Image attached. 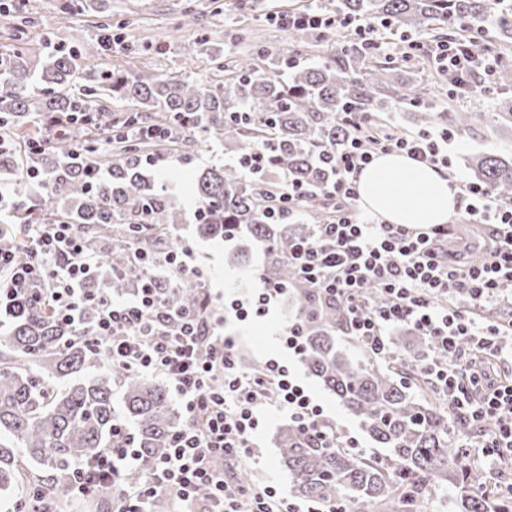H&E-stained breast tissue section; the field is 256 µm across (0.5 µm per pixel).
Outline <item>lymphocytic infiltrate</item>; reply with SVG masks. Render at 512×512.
Here are the masks:
<instances>
[{"label":"lymphocytic infiltrate","mask_w":512,"mask_h":512,"mask_svg":"<svg viewBox=\"0 0 512 512\" xmlns=\"http://www.w3.org/2000/svg\"><path fill=\"white\" fill-rule=\"evenodd\" d=\"M275 20L285 29L337 33L350 26L366 42L378 41L376 24L352 26L326 11L296 8ZM406 54L427 56L464 94L490 90L495 83L497 58L473 35L434 45L410 39ZM336 118L349 135L347 148L330 158L335 177L323 192L335 200L336 217L290 248L288 262L300 287L343 305L348 335L375 354L389 353L386 332L399 325L431 337L438 354L423 368L438 394L462 412L466 427L475 432L474 454L489 461L512 456V382L491 377L481 367L486 359H512V204L486 186L463 183L464 221L481 226L485 236L486 254L476 265L450 252L455 225L376 223L357 208L356 173L377 154L393 151L448 167L451 135L445 130L435 136L391 130L378 136L367 113L346 107ZM23 239L33 253L30 261L0 250V328L20 320L37 302L73 326L80 324L86 306H94L91 334L107 344L113 365L165 377L181 400L183 427L136 489L115 491V512H147V505L162 495L176 498L178 512H198L202 494L212 499L213 512H297L271 483L241 485L212 464L218 455L246 466L257 464L256 434L269 408L287 412L300 432L323 447L359 448L356 436L332 427L288 363L268 359L255 369L241 364L234 342L224 334L223 310L213 306L211 297H204L197 309L168 306L150 270L153 257L137 240H129L127 249L144 274L132 297L118 300L107 289L88 290L98 261L78 225L48 224ZM289 291L287 284L266 279L248 298L227 302L225 310L241 320L260 318ZM492 304L506 309L498 324L473 316V309ZM112 437L116 448L82 468L76 497L97 495L106 479L129 461V428L115 422Z\"/></svg>","instance_id":"1"}]
</instances>
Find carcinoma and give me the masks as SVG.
<instances>
[{"label":"carcinoma","instance_id":"obj_1","mask_svg":"<svg viewBox=\"0 0 512 512\" xmlns=\"http://www.w3.org/2000/svg\"><path fill=\"white\" fill-rule=\"evenodd\" d=\"M84 0H66L55 23L0 0V16L13 25L20 44L0 50V174L9 177L12 204L0 210V249L28 256L19 237L21 224H80L85 241L99 256L100 274L115 295L132 291L138 272L130 268L126 240L141 239L159 247L154 266L174 249L176 229L187 213L176 196L161 189L163 179L145 174L139 158L154 145L150 138L131 142V126L165 131L164 144L203 147L224 143V151L246 155L271 151L275 164L262 180L243 177L232 165L207 168L194 182L196 206L202 208L197 231L209 238L232 237L235 261L262 245V278L292 281L289 249L314 225L333 218L314 191L334 173L320 153L347 147L345 127L336 119L342 104L372 112L405 96L426 98L424 80L403 77L404 67L380 61L377 46L359 40H336L333 52L311 65L288 67L316 46L311 28H294L277 52L255 53L248 47L222 62L214 52L223 84L211 87L179 76H145L102 58L100 39L69 43L56 30L82 21ZM337 15L367 20L400 32L444 31L461 36L463 27L493 30L498 43L512 42V0H336ZM41 30L45 54L24 46L32 29ZM266 65H260V62ZM80 84L76 94L65 92ZM108 96L137 104V111L112 130V111L100 104ZM48 112H91L93 120L69 128H44L49 141L39 151L22 121H41ZM237 112L261 117L239 123ZM424 129L440 120L450 128L470 130L475 112L412 113ZM494 125L512 128V98L492 113ZM475 181L501 200L512 202V156L482 152L468 158ZM39 172L47 200L65 208L30 203L21 171ZM312 193L297 199L293 212L270 217L279 207L274 197L282 179ZM150 224L146 229L143 224ZM169 304L199 306L197 281H160ZM296 315L316 311L300 356L304 366L358 420L370 442L385 456L343 448H322L292 423L278 435L283 468L293 493L314 509L337 503L347 512H419L421 501L444 483L457 489L459 512H512V498L487 492L484 471L471 463L459 435L466 432L458 415L434 390L422 364L435 355L430 339L412 331L414 342L403 358H377L365 347L357 353L340 349L345 332L341 307L316 303L308 288L293 293ZM0 498L23 500L31 512H67L72 505L75 469L112 447V423L122 418L133 428V467L112 478L121 488L136 487L154 462L169 450L173 434L184 424L166 386L112 365L107 347L95 345L89 330L77 336L45 305L36 306L0 335ZM104 489L83 504L85 512H110Z\"/></svg>","mask_w":512,"mask_h":512}]
</instances>
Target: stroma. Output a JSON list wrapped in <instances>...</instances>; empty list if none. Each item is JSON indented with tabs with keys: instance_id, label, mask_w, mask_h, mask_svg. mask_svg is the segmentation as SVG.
<instances>
[{
	"instance_id": "35a3bbf8",
	"label": "stroma",
	"mask_w": 512,
	"mask_h": 512,
	"mask_svg": "<svg viewBox=\"0 0 512 512\" xmlns=\"http://www.w3.org/2000/svg\"><path fill=\"white\" fill-rule=\"evenodd\" d=\"M96 16L109 17L113 24L131 22V35L137 45L135 53L125 54L121 45H114L110 51L113 62L125 69L148 76L172 74L190 80L223 82L224 76L217 72L209 55L198 52L194 45V34L179 29L178 24L184 11L192 9L201 14V23L214 30L215 40L225 56H233L237 50L230 33L233 29L247 27L253 30L258 45L265 49L277 48L287 37L281 27L268 19L269 13L294 6L295 0H248L244 11L225 12L211 15L209 0H90ZM438 93L429 97L427 109L431 112L445 111L448 105L482 113L484 120L474 131H456L448 147L451 164L447 169L450 182L458 184L469 180L463 158L477 151L493 153L512 152V133L497 132L495 127L486 125L485 119L496 109L499 99L512 97V87L493 86L491 91H475L464 97H449L446 83H438ZM230 154L225 153L223 144L213 143L191 150L188 161H181L173 155H162L160 162L152 167V175H164L177 187V194L186 209H193L194 198L191 183L199 170L230 163ZM180 246L190 248L198 265L210 285L216 305H223L225 297L244 298L260 284L256 276L263 262L261 247H254L247 264L234 265L228 259L229 245L220 239L200 237L193 225L184 224L177 230ZM292 319L288 300L274 304L266 317L249 322L234 323L230 332L234 336L242 363L252 366L273 355L283 354L284 348L277 334ZM294 371L311 395L323 406L327 415L337 424L354 435L362 430L357 419L343 407L320 382L310 376L301 363H294ZM286 413L271 410L265 413L257 443L262 455L259 469L267 479L276 485L282 494H289L288 473L279 463L277 434L279 427L286 423Z\"/></svg>"
}]
</instances>
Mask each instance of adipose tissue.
Returning <instances> with one entry per match:
<instances>
[{"instance_id": "obj_1", "label": "adipose tissue", "mask_w": 512, "mask_h": 512, "mask_svg": "<svg viewBox=\"0 0 512 512\" xmlns=\"http://www.w3.org/2000/svg\"><path fill=\"white\" fill-rule=\"evenodd\" d=\"M356 186L362 206L390 224H444L464 205L442 171L403 153L376 157L359 172Z\"/></svg>"}]
</instances>
